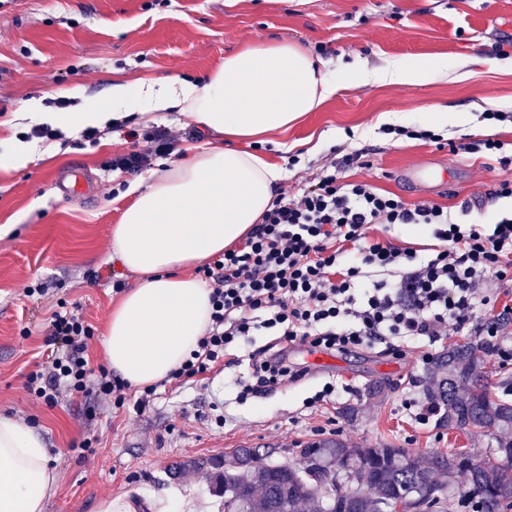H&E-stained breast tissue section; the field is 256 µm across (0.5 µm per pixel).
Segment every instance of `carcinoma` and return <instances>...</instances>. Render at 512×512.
<instances>
[{"mask_svg":"<svg viewBox=\"0 0 512 512\" xmlns=\"http://www.w3.org/2000/svg\"><path fill=\"white\" fill-rule=\"evenodd\" d=\"M497 352L496 343L477 335L453 344L423 384L443 426L495 436L491 457L437 452L421 460L403 448L326 438L297 449L292 462L238 448L225 459L194 458L177 469L214 476L222 512H392L398 499L435 496L450 510L512 512V403L492 395L480 374L483 358Z\"/></svg>","mask_w":512,"mask_h":512,"instance_id":"cac0c4a2","label":"carcinoma"}]
</instances>
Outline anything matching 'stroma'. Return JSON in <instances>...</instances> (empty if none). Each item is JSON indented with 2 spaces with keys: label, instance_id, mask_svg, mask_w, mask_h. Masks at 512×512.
<instances>
[{
  "label": "stroma",
  "instance_id": "stroma-1",
  "mask_svg": "<svg viewBox=\"0 0 512 512\" xmlns=\"http://www.w3.org/2000/svg\"><path fill=\"white\" fill-rule=\"evenodd\" d=\"M280 38L300 43L339 76L359 59L373 66L444 59L448 73L421 87L341 84L317 111L260 144L261 153L286 169L279 189L296 192L331 160L361 150L366 164L346 167L344 181L368 183L409 204H438L464 222L489 224L512 211V200L493 195L501 181L512 180V165L383 132L384 117L423 129L427 108L445 106L474 120L444 128L443 140L489 136L512 143L511 123L482 118L489 109L512 111V0H0V141L29 136L30 125L17 118L28 102L44 105L75 89L73 106L102 103L113 80L198 77L242 45ZM156 125L173 131L182 147L206 139L186 115L161 112L156 121H140L134 139L122 129L94 142L78 135L31 138V162L0 171V414L33 421L51 451L61 480L45 512H95L108 496L140 500L146 512H163L170 501L182 512H219L204 473L187 470L175 478L170 469L238 448H272L282 461L293 459L300 445L339 437L363 448H402L421 459L459 450L494 453L491 437L451 431L434 419L421 425L403 408L404 400L424 396L421 381L429 369L423 353L441 354L459 341L456 333L433 344L411 342L400 357L381 345L340 353L335 366L319 370L306 347L294 345L290 356L308 368L307 377L243 402L238 383L249 375L248 355L272 342L262 333L203 381L180 388L159 383L142 414L104 404L90 419L81 399L52 408L33 400L26 376L57 301L93 325L90 364L104 361L102 335L118 299L112 279L136 283L110 256V230L140 177L113 169L112 160L145 149L139 135ZM408 166L430 168L439 177L450 170L455 180L445 189L414 190L400 178ZM71 168L88 191L64 198L55 177ZM369 236L414 248L422 258L439 246L422 227L377 224ZM94 271L99 278L93 282ZM42 278L56 286L53 301L25 294ZM329 380L338 384L335 399L317 411L305 409V399ZM217 410L224 413L220 426L213 418ZM87 437L97 444L84 451L79 444Z\"/></svg>",
  "mask_w": 512,
  "mask_h": 512
}]
</instances>
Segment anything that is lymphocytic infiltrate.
<instances>
[{
	"label": "lymphocytic infiltrate",
	"instance_id": "f902f5d3",
	"mask_svg": "<svg viewBox=\"0 0 512 512\" xmlns=\"http://www.w3.org/2000/svg\"><path fill=\"white\" fill-rule=\"evenodd\" d=\"M144 138L150 150L119 155L113 166L135 173L152 156L176 148V136L162 127ZM375 224L429 226L445 247L422 259L413 248L369 239ZM198 273L211 289V328L171 378L184 384L210 372L242 338L263 331L282 347L251 354V377L240 391L245 398L306 376V369L289 364L288 343L339 353L384 343L399 356L412 340L434 342L469 327L497 336L495 321L483 317L490 301L484 284L490 278L512 281V214L489 232L468 228L443 206L410 205L369 184L342 182L333 162L298 196L276 194L244 242ZM93 338L82 315L64 307L53 311L26 389L49 407L76 395L144 411L154 387L134 397L107 365L91 369Z\"/></svg>",
	"mask_w": 512,
	"mask_h": 512
}]
</instances>
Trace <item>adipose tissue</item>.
<instances>
[{
	"mask_svg": "<svg viewBox=\"0 0 512 512\" xmlns=\"http://www.w3.org/2000/svg\"><path fill=\"white\" fill-rule=\"evenodd\" d=\"M447 71L444 60H394L378 68L362 61L349 79L421 86ZM337 88L308 50L278 39L243 46L195 79L113 84L104 107L33 113V120L69 132L136 113L177 111L212 135L187 146L183 160L131 186L134 199L112 227V255L138 281L111 311L104 359L131 387L167 380L197 349L211 325V290L184 269L242 240L284 177L281 166L240 149V142L287 130ZM58 487L59 472L39 433L0 415V512H43Z\"/></svg>",
	"mask_w": 512,
	"mask_h": 512,
	"instance_id": "obj_1",
	"label": "adipose tissue"
}]
</instances>
